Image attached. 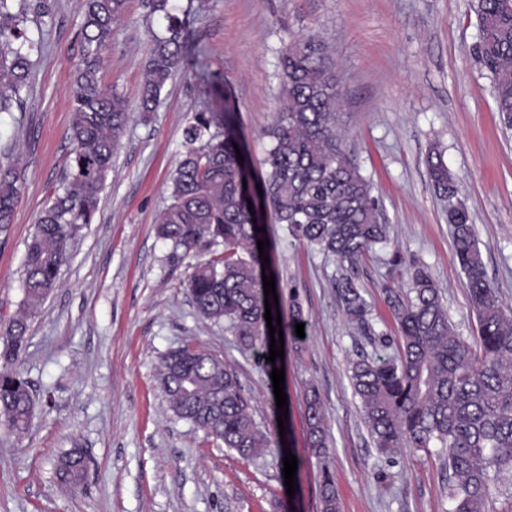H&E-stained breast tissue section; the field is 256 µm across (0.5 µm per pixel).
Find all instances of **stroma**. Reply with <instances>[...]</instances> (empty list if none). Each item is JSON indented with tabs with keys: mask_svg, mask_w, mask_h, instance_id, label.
Here are the masks:
<instances>
[{
	"mask_svg": "<svg viewBox=\"0 0 512 512\" xmlns=\"http://www.w3.org/2000/svg\"><path fill=\"white\" fill-rule=\"evenodd\" d=\"M29 15L32 73L22 103L0 113V149L14 146L25 185L0 233V322L22 309L26 244L65 174L72 91L83 59L80 0H52ZM192 43L208 68L179 70L155 111L139 110L150 33L143 0H129L100 56L106 86L131 121L112 159L93 223L80 226L58 287L29 319L17 368L36 405L26 433L0 425V512H280L286 493L275 448L244 459L177 419L157 382L163 355L191 344L223 359L271 418V383L223 325L201 317L184 288L196 256L169 259L156 220L184 152L182 130L205 108L231 106L253 164L281 106L279 55L314 36L336 67L345 143L380 199L382 219L408 259L425 264L457 333L476 325L466 278L454 263L447 213L426 174L439 145L475 224L486 276L512 306V131L503 130L492 83L474 48L471 0H194ZM264 237L282 294L296 292L305 336L288 351L290 446L299 461L294 512H320V472L304 428V391L320 395L336 461L342 512H444L436 455H377L346 367L360 352L387 356L347 322L333 282L335 257L288 237L273 216ZM386 252H371L356 279L378 328L395 331L384 302ZM80 447L90 467L76 492L55 476L58 455Z\"/></svg>",
	"mask_w": 512,
	"mask_h": 512,
	"instance_id": "35a3bbf8",
	"label": "stroma"
}]
</instances>
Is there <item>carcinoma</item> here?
I'll return each mask as SVG.
<instances>
[{
  "label": "carcinoma",
  "instance_id": "cac0c4a2",
  "mask_svg": "<svg viewBox=\"0 0 512 512\" xmlns=\"http://www.w3.org/2000/svg\"><path fill=\"white\" fill-rule=\"evenodd\" d=\"M128 0H82L84 60L73 90L70 139L74 148L66 178L41 212L27 244L23 313L0 323V420L8 430L24 432L35 397L14 368L28 332V312L57 288L77 227L93 222L99 194L130 119L125 98L106 88L99 59L112 25L125 18ZM49 0H0V112L20 103L31 79L24 28L29 14L47 16ZM146 24L163 23L151 32L149 60L141 89L143 112L154 110L176 71L188 62L192 4L145 0ZM480 31L474 54L490 74L501 125L512 127V0H473ZM281 107L267 133L269 143L260 179L264 202L289 237L336 258L347 273L335 284L341 309L370 343L394 347L393 355L366 353L350 363L349 381L377 454L390 458L404 448L430 453L436 449L447 473L446 512H484L493 481L512 475V307L504 305L485 273L475 226L458 197L455 177L442 152L433 147L425 165L435 194L448 206L454 260L467 279L476 318L475 344L454 329L438 285L428 268L393 249L389 279L406 277L408 291L384 285L385 302L397 334L375 329L370 306L351 272L377 245L390 243L388 226L378 217L371 181L347 150L341 133V94L334 65L313 37L290 42L280 56ZM186 151L170 186V204L156 224L159 238L171 244L172 262L215 244L224 252L198 261L185 283L197 312L235 337L252 352L258 366L271 373L266 360L265 298L257 240L256 216L248 205L256 198L243 186L236 150H245V135L236 114L201 111L183 129ZM24 184L15 162L0 163V232L13 223ZM304 322L297 295L289 300L288 324L296 338ZM160 388L171 397L174 415L244 459L275 444L280 413L271 399L269 424L257 422L237 374L205 349L183 346L181 360L162 358ZM309 446L321 469V512H341L327 442L320 397L305 394ZM88 462L82 449L57 458L56 476L70 490L82 487Z\"/></svg>",
  "mask_w": 512,
  "mask_h": 512
}]
</instances>
